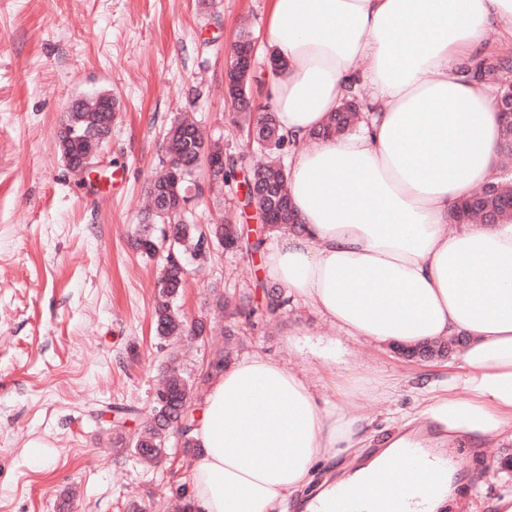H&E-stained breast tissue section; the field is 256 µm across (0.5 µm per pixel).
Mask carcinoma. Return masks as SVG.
Here are the masks:
<instances>
[{"mask_svg":"<svg viewBox=\"0 0 512 512\" xmlns=\"http://www.w3.org/2000/svg\"><path fill=\"white\" fill-rule=\"evenodd\" d=\"M478 73L485 77L498 76L500 95L506 94L512 87V61L506 56L496 59L493 69H480ZM238 111L247 132H256L253 144L269 156V160L257 166L252 174L256 184L262 189L261 195L252 200V203L257 207H270L272 201L282 200L288 196V172L280 162V155L288 149V138L280 133L274 137L269 132L261 134L259 128L264 123L273 121L275 115L267 112L252 116L251 98L240 99ZM355 111V101H348L330 116L325 126L312 132L309 138L326 139L349 131L355 122ZM108 120L109 115L106 112L91 116L73 104L67 112L65 124H98V132L101 134L99 145L102 146L111 135L107 126ZM170 130L172 134L168 138L165 155L160 160L161 169L149 184L152 207L148 217L151 218V223L138 230L135 238L136 248L142 255L154 258L163 249V242L169 234L183 241V251L192 255L200 253L202 243L208 239L223 246L234 243L238 250L255 251L261 248L265 239L260 236L253 237V230L243 224H208L202 228L190 223L180 211L172 208L170 187L174 186V174L191 172L196 167L199 152L209 149L215 155L224 156V173L219 178L221 184L235 176L237 160L230 154H224V147L219 143L208 142L197 123L191 119L182 118L174 122ZM478 215H492L498 222L512 221V208L504 204V197L501 194H472L462 199L451 211L449 223L471 224ZM293 216V210L285 206L280 207L276 214L277 223L269 225L266 232L274 233L286 227L296 228V225L291 223ZM161 260L162 268L153 317L155 334L166 341L182 335L197 338L208 335L213 328V322H207L203 318L188 322L174 307V300L181 294L185 285L186 270L183 264L173 261L169 253L163 255ZM265 300L266 311L270 314L277 313L289 302L288 297L279 288L266 291ZM249 303L250 299L246 296L237 298L233 295H219L216 297L215 307L220 311L244 312ZM231 357L230 350H213L204 371L193 375L186 372L178 363V352L176 348H171L164 364L161 387L152 399L150 423L130 436L121 432L116 433V442L131 449L137 458L145 462H154L167 454L170 436L182 428L183 456L192 457L196 452V445L190 436L191 416L182 415V411L195 405L203 386L212 376L224 371L231 363Z\"/></svg>","mask_w":512,"mask_h":512,"instance_id":"obj_1","label":"carcinoma"}]
</instances>
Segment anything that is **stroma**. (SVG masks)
<instances>
[{
  "instance_id": "stroma-1",
  "label": "stroma",
  "mask_w": 512,
  "mask_h": 512,
  "mask_svg": "<svg viewBox=\"0 0 512 512\" xmlns=\"http://www.w3.org/2000/svg\"><path fill=\"white\" fill-rule=\"evenodd\" d=\"M269 9L270 0H0V512H127L133 502L165 512L170 483L190 481L182 461L147 466L115 445L114 423L131 434L146 421L168 353L153 327L160 263L141 255L134 232L163 141L184 115L238 160L220 193L198 171L195 222L230 209L256 227L240 187L255 157L234 127L225 77L249 25L252 95L268 105ZM101 92L117 102L112 137L94 174L80 177L61 156L60 131L73 99ZM262 259L220 248L209 265H189L179 313H209L217 291L249 295L239 357L296 371L331 403L334 368L394 381L385 397L354 399L381 439L414 415L421 386L447 377V361L350 339L300 303L269 320ZM116 406L129 415L116 420ZM450 462L457 497L443 512L512 492L511 444L457 441Z\"/></svg>"
}]
</instances>
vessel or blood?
Segmentation results:
<instances>
[{
    "mask_svg": "<svg viewBox=\"0 0 512 512\" xmlns=\"http://www.w3.org/2000/svg\"><path fill=\"white\" fill-rule=\"evenodd\" d=\"M401 462L413 473L420 491H429L437 483L438 466L417 449L407 448L402 450L395 460L388 462L387 472L377 477L370 490L361 494L341 493L333 503L321 507L319 512H407L408 500L391 488L387 476L388 471L395 469Z\"/></svg>",
    "mask_w": 512,
    "mask_h": 512,
    "instance_id": "b4317fda",
    "label": "vessel or blood"
}]
</instances>
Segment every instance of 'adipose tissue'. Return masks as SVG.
Returning a JSON list of instances; mask_svg holds the SVG:
<instances>
[{
  "instance_id": "ef3b65f1",
  "label": "adipose tissue",
  "mask_w": 512,
  "mask_h": 512,
  "mask_svg": "<svg viewBox=\"0 0 512 512\" xmlns=\"http://www.w3.org/2000/svg\"><path fill=\"white\" fill-rule=\"evenodd\" d=\"M512 44V0H271L268 49L280 66L268 97L281 133L301 141L355 86L368 121L297 153L288 193L298 227L273 239L264 275L346 336L415 346L468 342L448 380L416 409L439 436L512 445V222L448 229L461 198L500 175L501 114L487 80L459 71L490 38ZM351 374L335 405L263 355L230 364L194 407V512H287L319 463L354 449L319 500L359 491L400 449L442 462L436 438L402 425L365 457Z\"/></svg>"
}]
</instances>
